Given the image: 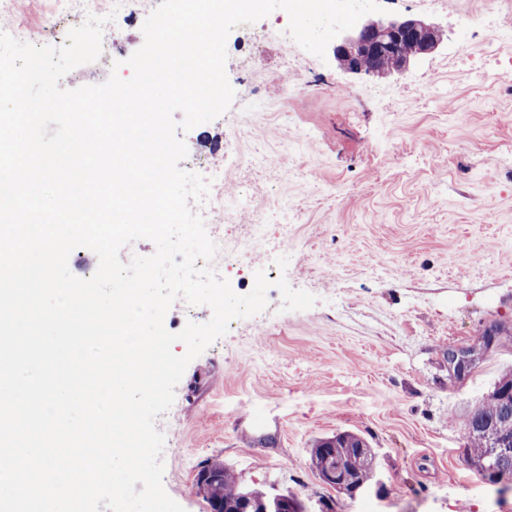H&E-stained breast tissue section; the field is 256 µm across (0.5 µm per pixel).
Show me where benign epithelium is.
Masks as SVG:
<instances>
[{
	"label": "benign epithelium",
	"instance_id": "1",
	"mask_svg": "<svg viewBox=\"0 0 512 512\" xmlns=\"http://www.w3.org/2000/svg\"><path fill=\"white\" fill-rule=\"evenodd\" d=\"M437 26L422 18H387L368 21L354 32L336 42L334 53L343 69L352 74L373 75L368 60L379 56H399L402 44L415 41L429 52L437 47L432 41ZM500 330L489 328L483 331L478 340L468 347L448 349V370L455 378H463L482 361L484 356L497 343ZM345 465L339 461L334 467H328L323 475L324 481L345 491ZM247 512H287L286 505L277 498L249 501L245 505Z\"/></svg>",
	"mask_w": 512,
	"mask_h": 512
}]
</instances>
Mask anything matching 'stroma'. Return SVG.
Listing matches in <instances>:
<instances>
[{
    "label": "stroma",
    "instance_id": "35a3bbf8",
    "mask_svg": "<svg viewBox=\"0 0 512 512\" xmlns=\"http://www.w3.org/2000/svg\"><path fill=\"white\" fill-rule=\"evenodd\" d=\"M94 2L114 14L102 39L126 60L143 15ZM381 3L435 22L439 46L372 78L272 46L249 74L230 33L233 102L184 135L189 153L223 164L225 199L250 202L214 226L225 254L250 242L260 269L289 239L285 278L316 298L287 311L270 288L264 311L187 367L156 421L164 488L185 512H208L195 485L207 460L243 485L292 490L306 512H512V487L472 469L463 419L512 367V338L462 379L447 357L484 326L512 328V85L499 81L512 41L473 35L470 22L484 9L512 25V0H449L448 14ZM86 17L84 0H0V31L21 41L37 31L61 46ZM344 430L375 457L355 499L309 461L314 439Z\"/></svg>",
    "mask_w": 512,
    "mask_h": 512
}]
</instances>
